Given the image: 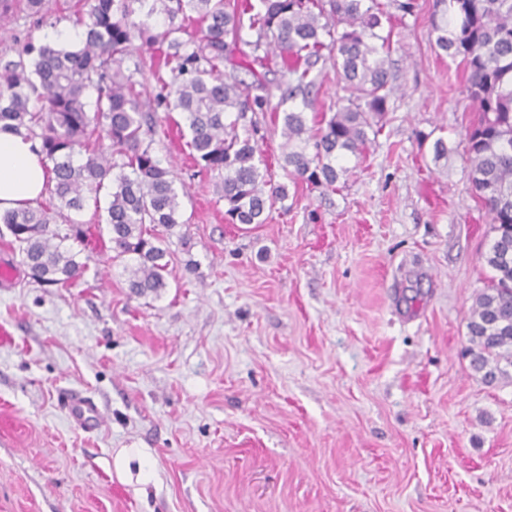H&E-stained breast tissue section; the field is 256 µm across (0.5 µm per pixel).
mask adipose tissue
<instances>
[{"mask_svg": "<svg viewBox=\"0 0 512 512\" xmlns=\"http://www.w3.org/2000/svg\"><path fill=\"white\" fill-rule=\"evenodd\" d=\"M47 169L31 141L0 131V213L34 203L46 188Z\"/></svg>", "mask_w": 512, "mask_h": 512, "instance_id": "adipose-tissue-1", "label": "adipose tissue"}]
</instances>
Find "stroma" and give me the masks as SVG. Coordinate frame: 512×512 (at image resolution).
<instances>
[{"label":"stroma","instance_id":"stroma-1","mask_svg":"<svg viewBox=\"0 0 512 512\" xmlns=\"http://www.w3.org/2000/svg\"><path fill=\"white\" fill-rule=\"evenodd\" d=\"M80 6L0 20V54L71 29ZM431 7L395 24L386 123L335 189L296 181L260 116L288 188L266 223H227L217 174L159 113L181 220L160 296L130 293L106 239L63 288L0 238L16 271L0 286V512H512V382L485 384L467 353L494 237L469 181L475 112ZM311 76L312 111L343 104L332 63ZM71 393L94 400L95 428L71 420ZM122 448L146 452V495L117 471Z\"/></svg>","mask_w":512,"mask_h":512}]
</instances>
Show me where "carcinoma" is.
<instances>
[{"mask_svg": "<svg viewBox=\"0 0 512 512\" xmlns=\"http://www.w3.org/2000/svg\"><path fill=\"white\" fill-rule=\"evenodd\" d=\"M410 14L414 0H85L74 12L81 42L69 46L28 40L0 55V131L39 143L51 164L57 209L82 213L107 187L105 225L67 218L54 224L50 209L27 206L0 216L33 280L70 285L86 264L75 246L91 230L112 243L111 260L130 257L128 288L159 295L168 286L166 238L180 225L170 167L156 151L158 109L177 112L189 155L221 175L218 200L232 224H264L288 198L284 185L265 179L256 158L258 113L282 120L284 162L295 179L336 188L347 156L366 157L381 131L392 93L393 13ZM46 0H0V18L24 13L39 21ZM204 24L200 33L188 25ZM430 26L436 46L464 64V89L477 112L466 133L472 191L491 216L495 237L485 254L488 283L475 298L468 335L471 367L488 385L512 380V0H433ZM248 30L253 61L280 60L279 81L267 70L236 75L234 54ZM158 47L153 75L137 48ZM328 59L350 92L347 104L319 112H279L271 88L289 80L288 98L313 85L312 68ZM231 71L224 72L225 67ZM264 91L251 95V88Z\"/></svg>", "mask_w": 512, "mask_h": 512, "instance_id": "1", "label": "carcinoma"}]
</instances>
